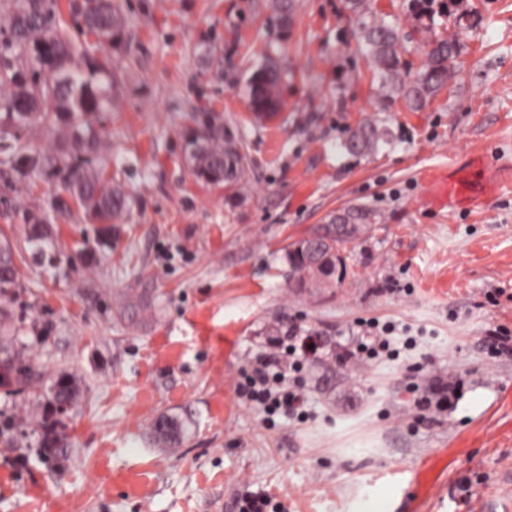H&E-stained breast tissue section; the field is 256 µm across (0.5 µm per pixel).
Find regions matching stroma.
Wrapping results in <instances>:
<instances>
[{"instance_id": "stroma-1", "label": "stroma", "mask_w": 512, "mask_h": 512, "mask_svg": "<svg viewBox=\"0 0 512 512\" xmlns=\"http://www.w3.org/2000/svg\"><path fill=\"white\" fill-rule=\"evenodd\" d=\"M122 37L98 153L127 205L110 230L51 216L52 261L33 258L20 211L49 214L52 184L22 178L0 240L19 252L21 330L0 358V512H512V0H367L396 26L405 60L432 34L458 38L456 74L417 112L387 97L345 0H116ZM280 108L257 118L247 81L267 56ZM240 139L235 184L196 180L185 159L195 113ZM373 123L379 151L344 142ZM473 197L429 202L428 175ZM377 216L332 288H298L288 251L330 216ZM395 325L397 355L356 354L357 323ZM278 353L299 407L245 403L253 361ZM71 376L79 397L42 447L37 416ZM463 387L448 404L441 377ZM178 419V447L158 443ZM154 431L159 440L174 448L180 442L183 426L176 419L161 417L154 422Z\"/></svg>"}]
</instances>
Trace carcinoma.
<instances>
[{"label":"carcinoma","mask_w":512,"mask_h":512,"mask_svg":"<svg viewBox=\"0 0 512 512\" xmlns=\"http://www.w3.org/2000/svg\"><path fill=\"white\" fill-rule=\"evenodd\" d=\"M54 2L6 0L0 10V151L5 153L0 165L7 167L0 206L12 211L14 178L35 173L57 188L51 201L54 212L70 216L75 206L83 218L107 231L125 210L126 195L107 175L106 165L95 168L88 159L98 152L104 135L98 116L112 111L111 87L101 80L109 71V62L105 56L92 54V48L117 43L123 22L112 0H86L78 14L93 41L75 42L56 21ZM346 7L360 20L358 38L375 78L409 109L420 110L448 86L460 51L457 38H434L413 73L405 68V48L393 26L383 20H366V0H346ZM282 78L273 62L252 74L246 91L253 111L262 115L276 111ZM194 121L195 127L185 136L193 176L209 184L239 181L246 165L240 145L210 113L200 112ZM33 129L57 132L58 145L37 154L35 163H21L19 158L30 153L24 136ZM385 143L384 130L365 124L351 133L345 148L365 153ZM346 216L348 224H373L376 218L363 206L350 208ZM22 219L27 225L25 243L32 252L46 255L47 218L25 211ZM20 288L14 249L8 242L0 244V300L5 304L13 301ZM51 393L52 416L40 422L47 448L57 440L59 420L54 415L75 405L78 387L73 379L62 376L54 381ZM154 431L158 439L174 448L183 426L176 419L161 417L154 422Z\"/></svg>","instance_id":"1"}]
</instances>
